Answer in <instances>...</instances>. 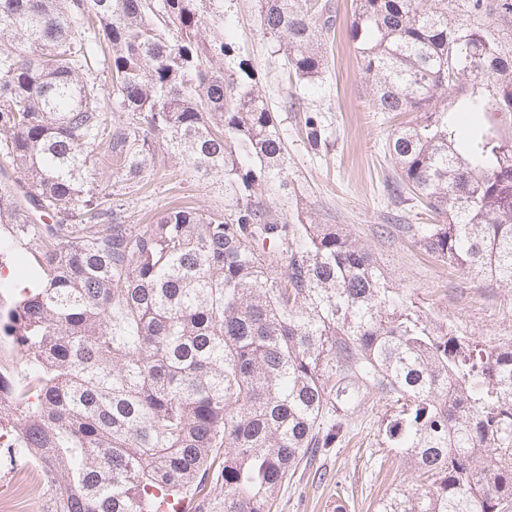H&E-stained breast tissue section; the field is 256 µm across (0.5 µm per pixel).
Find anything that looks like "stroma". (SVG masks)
<instances>
[{"mask_svg": "<svg viewBox=\"0 0 512 512\" xmlns=\"http://www.w3.org/2000/svg\"><path fill=\"white\" fill-rule=\"evenodd\" d=\"M336 33L327 45L329 69L321 79L294 81L292 92L311 107L326 112V148L312 150L302 133L304 115L284 110L281 103L280 58L275 39L256 23L255 0H233L226 13L230 41L237 58L248 60L256 79L277 113L288 147V180L302 211L288 210V223L313 220L344 224L380 258L393 282L429 315L448 319L469 337L497 344L512 340V286L476 283L463 271H451L394 229L403 216L416 212L420 223L434 221L424 207L388 198L393 167L383 147L394 120L370 111L367 90L347 24L353 0H331ZM179 161L166 149L154 156L153 173L140 190L129 188L111 164L97 167L100 191L122 199L130 224L155 222L174 198L198 206L223 209L218 177L171 180ZM395 398L370 393L348 419V434L337 448L313 466L297 472L281 494V512H326L333 500L347 501L350 512H377L380 499L398 484L414 479L400 464L386 434L387 423L399 412Z\"/></svg>", "mask_w": 512, "mask_h": 512, "instance_id": "stroma-1", "label": "stroma"}]
</instances>
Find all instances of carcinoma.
<instances>
[{
	"label": "carcinoma",
	"mask_w": 512,
	"mask_h": 512,
	"mask_svg": "<svg viewBox=\"0 0 512 512\" xmlns=\"http://www.w3.org/2000/svg\"><path fill=\"white\" fill-rule=\"evenodd\" d=\"M227 0H0V416L13 456L53 473L46 512H278L298 469L372 391L418 488L379 512L512 504V340L482 344L398 288L343 224H290L280 123L224 37ZM284 70L319 78L329 0H257ZM356 0L348 37L395 127L389 196L448 268L512 285V0ZM306 140L326 144L322 110ZM116 112L127 113L117 122ZM458 112L492 120L461 140ZM218 174L224 211L124 224L92 169L147 177L157 146ZM215 480L224 498L204 493Z\"/></svg>",
	"instance_id": "cac0c4a2"
}]
</instances>
